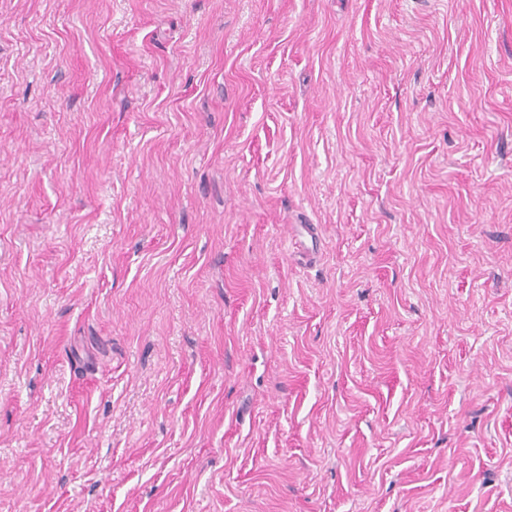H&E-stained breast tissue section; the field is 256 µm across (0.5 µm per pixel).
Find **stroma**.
<instances>
[{
	"instance_id": "stroma-1",
	"label": "stroma",
	"mask_w": 512,
	"mask_h": 512,
	"mask_svg": "<svg viewBox=\"0 0 512 512\" xmlns=\"http://www.w3.org/2000/svg\"><path fill=\"white\" fill-rule=\"evenodd\" d=\"M0 512H512V0H0Z\"/></svg>"
}]
</instances>
